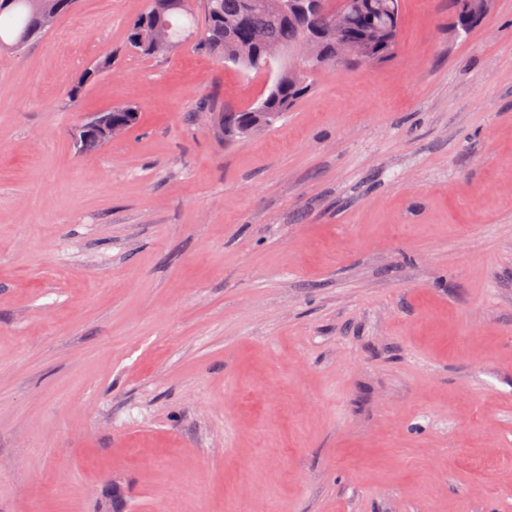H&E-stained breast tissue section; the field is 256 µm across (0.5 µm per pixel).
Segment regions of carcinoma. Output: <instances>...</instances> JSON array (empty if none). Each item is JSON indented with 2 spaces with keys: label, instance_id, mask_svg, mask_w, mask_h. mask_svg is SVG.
Wrapping results in <instances>:
<instances>
[{
  "label": "carcinoma",
  "instance_id": "cac0c4a2",
  "mask_svg": "<svg viewBox=\"0 0 512 512\" xmlns=\"http://www.w3.org/2000/svg\"><path fill=\"white\" fill-rule=\"evenodd\" d=\"M319 8L313 16L319 27L326 25L336 9L348 14L347 41L354 50L369 43L380 60L391 58L400 32L402 0H318ZM32 0H9L0 6V45L14 44L22 38L34 40L42 35ZM182 6L163 15L175 42H184L198 35L197 46L207 53L224 59V63L246 73L266 78L261 97L250 106L235 112H226L219 119L224 139L240 138L245 129H271L314 86L317 73L296 81L288 77V60L280 61L265 71L262 47L253 41L260 32L268 44L286 48L300 42L303 32L296 23L269 7V0H181ZM454 27H475L480 18L464 13L461 0H454ZM151 14L140 15L132 24L127 42L145 56L157 54L148 38ZM328 59L327 67L336 64V42L322 46ZM359 64L355 53H350L338 66L348 68Z\"/></svg>",
  "mask_w": 512,
  "mask_h": 512
}]
</instances>
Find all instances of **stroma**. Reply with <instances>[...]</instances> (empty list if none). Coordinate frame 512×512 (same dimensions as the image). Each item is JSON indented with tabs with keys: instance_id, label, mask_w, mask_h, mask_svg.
<instances>
[{
	"instance_id": "stroma-1",
	"label": "stroma",
	"mask_w": 512,
	"mask_h": 512,
	"mask_svg": "<svg viewBox=\"0 0 512 512\" xmlns=\"http://www.w3.org/2000/svg\"><path fill=\"white\" fill-rule=\"evenodd\" d=\"M147 5L0 52V512H512V0H403L231 143L264 78L132 51ZM493 0H480V2H471V0H465L463 3L464 9L472 14H479L481 17H472L464 13L461 7V0L454 1V27H472L474 28L482 19V16L485 15L492 3ZM124 105H126L125 102L113 106L111 105L107 108V112H91L83 119L74 131V140L77 144L85 141L78 147L80 152H93L104 145L102 141L95 138L86 141V139L91 136L103 138L110 143L113 140L123 137L128 132L126 125L115 120L112 114L113 108L122 107Z\"/></svg>"
}]
</instances>
